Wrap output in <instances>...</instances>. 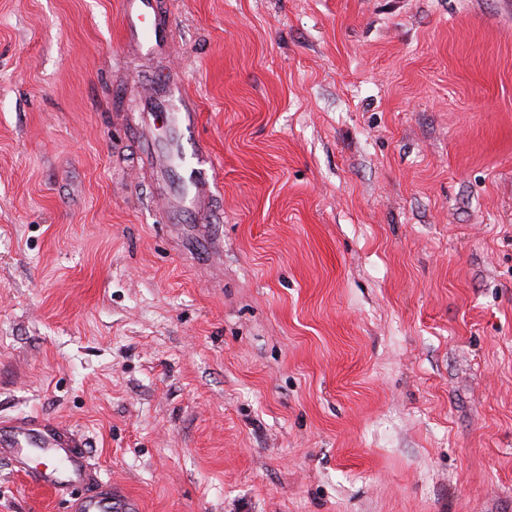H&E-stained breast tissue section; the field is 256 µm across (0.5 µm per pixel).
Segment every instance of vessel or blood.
<instances>
[{"instance_id": "1", "label": "vessel or blood", "mask_w": 512, "mask_h": 512, "mask_svg": "<svg viewBox=\"0 0 512 512\" xmlns=\"http://www.w3.org/2000/svg\"><path fill=\"white\" fill-rule=\"evenodd\" d=\"M120 29L130 46L153 53L168 47L156 0H122ZM166 83L162 101L170 108V134L152 143L146 162L157 178H166L173 169L181 174L182 187H168L164 199L168 220L174 224L185 209L208 211L217 183L199 166L210 148L196 135L201 118L196 100L174 78ZM0 457L9 459L27 485L67 495L66 512H138L136 501L120 483L101 480L92 472L82 437L53 419L19 418L0 426Z\"/></svg>"}]
</instances>
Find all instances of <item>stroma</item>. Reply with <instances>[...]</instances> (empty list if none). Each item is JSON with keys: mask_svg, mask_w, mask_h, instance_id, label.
Instances as JSON below:
<instances>
[{"mask_svg": "<svg viewBox=\"0 0 512 512\" xmlns=\"http://www.w3.org/2000/svg\"><path fill=\"white\" fill-rule=\"evenodd\" d=\"M157 5L167 56L120 0H0V421L140 512H512V0ZM171 71L184 241L140 167ZM0 512L64 504L0 460ZM120 29L130 46L153 53L168 48L165 22L157 16L155 0H123ZM166 83L168 89L158 106L167 113L170 134L166 140L156 139V142L151 136L146 163L152 175L162 181L171 169L180 172L182 190L175 185L169 186L164 199L169 222L178 224V215H182L186 208H193L199 213L210 210L217 183L213 174L198 167L200 160L209 155L210 148L207 142L196 136L201 118L197 101L170 75L166 76Z\"/></svg>", "mask_w": 512, "mask_h": 512, "instance_id": "1", "label": "stroma"}]
</instances>
